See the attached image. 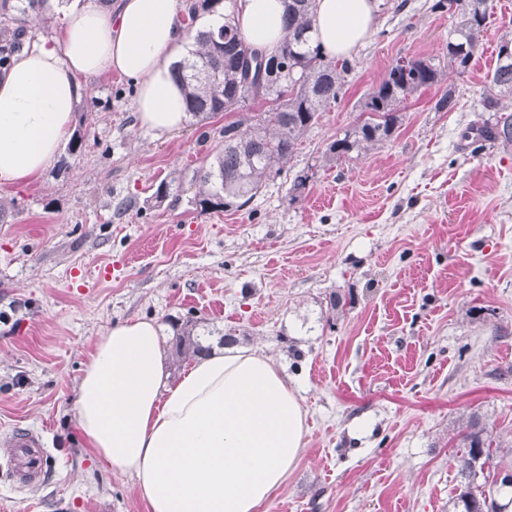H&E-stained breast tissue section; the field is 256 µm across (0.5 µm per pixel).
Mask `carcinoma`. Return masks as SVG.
I'll return each mask as SVG.
<instances>
[{
  "mask_svg": "<svg viewBox=\"0 0 512 512\" xmlns=\"http://www.w3.org/2000/svg\"><path fill=\"white\" fill-rule=\"evenodd\" d=\"M43 0H0V66L23 46L24 23L39 13ZM288 34L277 53L264 58L240 37L228 10L232 0H191L187 14L195 19L224 4V24L196 34L198 49L177 63L189 114L209 118L243 110L260 100L268 108L224 125V144L209 167L198 176L193 204L203 210L242 208L282 171L297 152L321 112L336 103L353 69L350 60H334L310 37L315 0H284ZM434 7L456 17L448 33V66L460 74L479 51L492 16L491 0H437ZM442 70L431 58H410L386 72L366 95L357 121L328 145L323 166L332 167L352 153L389 141L399 123L401 106L441 82ZM483 109L497 112L489 137L512 144V37L497 46L496 65L481 94ZM198 319L186 318L176 328L175 356L200 353ZM453 457L456 512H512V484L499 480L512 472V459L500 455V445L485 426L469 421L462 428Z\"/></svg>",
  "mask_w": 512,
  "mask_h": 512,
  "instance_id": "carcinoma-1",
  "label": "carcinoma"
}]
</instances>
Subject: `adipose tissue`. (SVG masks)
I'll return each instance as SVG.
<instances>
[{
    "instance_id": "obj_1",
    "label": "adipose tissue",
    "mask_w": 512,
    "mask_h": 512,
    "mask_svg": "<svg viewBox=\"0 0 512 512\" xmlns=\"http://www.w3.org/2000/svg\"><path fill=\"white\" fill-rule=\"evenodd\" d=\"M58 36L0 67V187L35 180L70 136L84 79L118 73L136 87L141 126L160 134L189 120L174 64L196 47L179 0H90L62 8ZM282 0H236L252 47L276 53L286 32ZM374 0H316L313 40L324 54L351 56L371 33ZM88 448L135 479L150 512H258L305 449L294 380L242 347L196 358L170 384L161 327L138 319L98 337L75 402Z\"/></svg>"
}]
</instances>
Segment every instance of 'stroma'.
<instances>
[{
  "instance_id": "obj_1",
  "label": "stroma",
  "mask_w": 512,
  "mask_h": 512,
  "mask_svg": "<svg viewBox=\"0 0 512 512\" xmlns=\"http://www.w3.org/2000/svg\"><path fill=\"white\" fill-rule=\"evenodd\" d=\"M435 2L377 0L344 94L240 209L191 203L237 113L159 135L127 79H86L68 168L0 190V460L18 426L55 459L33 487L0 476V512H149L86 448L74 410L96 339L136 318L167 343L176 320L203 319L206 345L232 333L297 381L305 451L258 512H454L469 417L512 447V145L482 135L495 115L480 107L512 0H492L467 72L444 68L389 142L320 165L397 59L444 56L455 18ZM448 84L457 106L435 111ZM336 293L348 303L330 325Z\"/></svg>"
}]
</instances>
